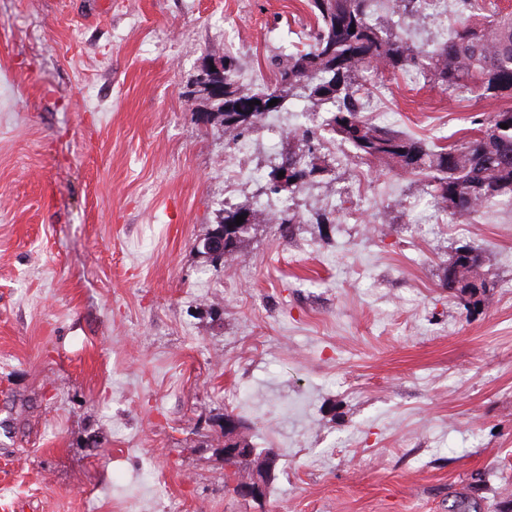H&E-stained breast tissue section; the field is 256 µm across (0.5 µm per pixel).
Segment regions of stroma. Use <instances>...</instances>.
Returning <instances> with one entry per match:
<instances>
[{"instance_id": "obj_1", "label": "stroma", "mask_w": 512, "mask_h": 512, "mask_svg": "<svg viewBox=\"0 0 512 512\" xmlns=\"http://www.w3.org/2000/svg\"><path fill=\"white\" fill-rule=\"evenodd\" d=\"M304 0H0V512L512 510V207L450 220L391 161L342 147L299 210L221 264L196 248L251 197L302 104L229 184L191 90L298 42ZM367 116L434 142L512 105L371 70ZM498 286L448 291L456 248ZM278 452L259 504L227 491L218 424Z\"/></svg>"}]
</instances>
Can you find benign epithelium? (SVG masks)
<instances>
[{
	"instance_id": "7a95c632",
	"label": "benign epithelium",
	"mask_w": 512,
	"mask_h": 512,
	"mask_svg": "<svg viewBox=\"0 0 512 512\" xmlns=\"http://www.w3.org/2000/svg\"><path fill=\"white\" fill-rule=\"evenodd\" d=\"M228 234L220 228L207 239L198 241L206 257L219 259L226 253ZM482 279L475 253L458 250L448 264V285L454 291H475ZM245 421L235 414H224V465L232 471L235 496L241 501H261L266 498L276 477L279 455L272 449L259 451L243 436Z\"/></svg>"
}]
</instances>
